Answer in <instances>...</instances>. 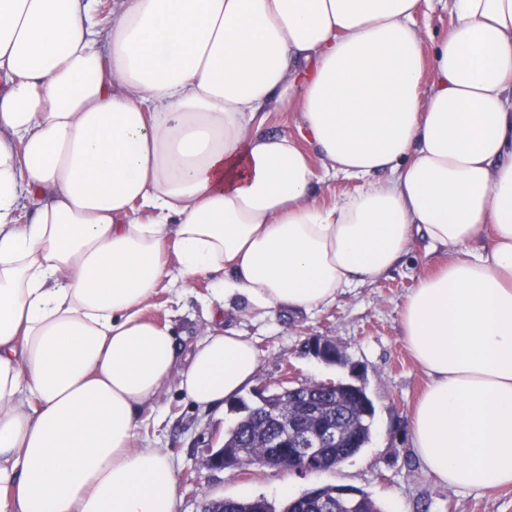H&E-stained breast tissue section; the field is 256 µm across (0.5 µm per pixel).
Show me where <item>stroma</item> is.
Listing matches in <instances>:
<instances>
[{
  "instance_id": "1",
  "label": "stroma",
  "mask_w": 512,
  "mask_h": 512,
  "mask_svg": "<svg viewBox=\"0 0 512 512\" xmlns=\"http://www.w3.org/2000/svg\"><path fill=\"white\" fill-rule=\"evenodd\" d=\"M425 32L424 54L451 24L449 0H422L415 18ZM442 257L419 243L391 272L375 282L346 292L336 303L308 313L274 311L255 318L230 314L229 323L252 338L260 367L251 386L241 393L252 400L253 390L286 387L288 381H357L373 402L371 440L362 451L336 468L298 476L264 468L249 473L207 471L201 489L183 485L186 472L197 467L212 435L231 428L237 415L231 408L202 410L170 390L155 403L139 431L138 447L160 448L169 456L175 480L180 481L175 512H200L203 499H250L262 496L282 506L288 496L323 484L364 490L382 512H512V487L482 492L458 491L441 485L427 473L412 447L411 410L427 378L407 351L400 323L405 300L418 278ZM213 279H195L177 291L159 288L146 314L170 325L179 352H187L209 325L206 302ZM308 336L336 342L347 365L329 366L302 353Z\"/></svg>"
}]
</instances>
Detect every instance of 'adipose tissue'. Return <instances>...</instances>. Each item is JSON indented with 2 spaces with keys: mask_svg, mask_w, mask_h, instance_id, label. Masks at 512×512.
Returning <instances> with one entry per match:
<instances>
[{
  "mask_svg": "<svg viewBox=\"0 0 512 512\" xmlns=\"http://www.w3.org/2000/svg\"><path fill=\"white\" fill-rule=\"evenodd\" d=\"M93 2L0 0V512H175L141 414L253 381L226 313L332 305L420 240L412 446L448 488L512 486V0H452L428 57L420 0H113L100 31ZM325 171L361 186L322 203ZM201 275L183 357L145 312Z\"/></svg>",
  "mask_w": 512,
  "mask_h": 512,
  "instance_id": "adipose-tissue-1",
  "label": "adipose tissue"
}]
</instances>
